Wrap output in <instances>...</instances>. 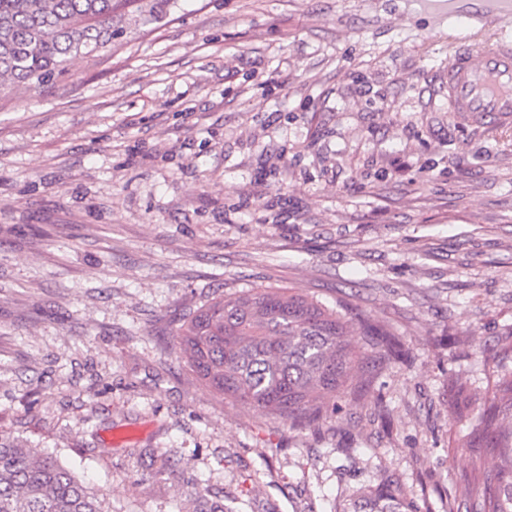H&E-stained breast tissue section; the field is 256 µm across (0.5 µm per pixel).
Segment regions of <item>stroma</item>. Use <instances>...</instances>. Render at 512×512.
Listing matches in <instances>:
<instances>
[{"label":"stroma","instance_id":"obj_1","mask_svg":"<svg viewBox=\"0 0 512 512\" xmlns=\"http://www.w3.org/2000/svg\"><path fill=\"white\" fill-rule=\"evenodd\" d=\"M408 0H176L0 101V435L83 460L111 512H331L381 483L482 512L465 421L512 365V121L453 113ZM251 288L410 348L307 429L210 394L183 318Z\"/></svg>","mask_w":512,"mask_h":512}]
</instances>
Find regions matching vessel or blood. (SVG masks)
<instances>
[{
    "label": "vessel or blood",
    "instance_id": "1",
    "mask_svg": "<svg viewBox=\"0 0 512 512\" xmlns=\"http://www.w3.org/2000/svg\"><path fill=\"white\" fill-rule=\"evenodd\" d=\"M449 29L441 81L448 109L512 116V36L487 32L489 18L512 15V0H420Z\"/></svg>",
    "mask_w": 512,
    "mask_h": 512
}]
</instances>
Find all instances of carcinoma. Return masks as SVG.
<instances>
[{"instance_id":"carcinoma-1","label":"carcinoma","mask_w":512,"mask_h":512,"mask_svg":"<svg viewBox=\"0 0 512 512\" xmlns=\"http://www.w3.org/2000/svg\"><path fill=\"white\" fill-rule=\"evenodd\" d=\"M173 0H0V91L39 88L95 62L133 27L161 23ZM374 341L388 363L409 348L368 315L355 319L307 296L253 288L214 298L175 334L174 352L214 395L282 419L319 417L359 373L353 337ZM478 421L495 459L487 467L483 512H512V369ZM0 512H106L103 500L43 448L0 437ZM338 512H419L390 484Z\"/></svg>"}]
</instances>
